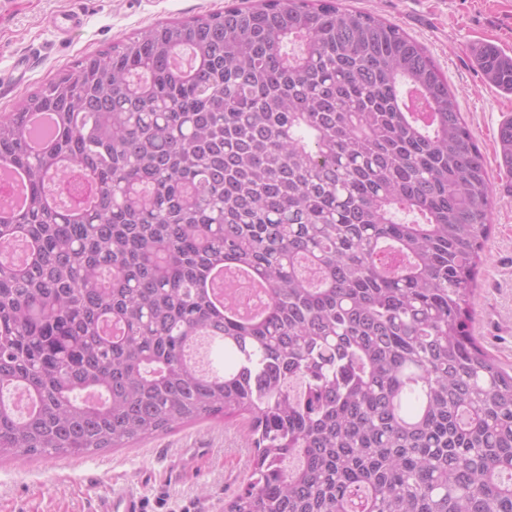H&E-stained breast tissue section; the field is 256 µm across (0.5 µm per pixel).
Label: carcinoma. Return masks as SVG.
<instances>
[{
  "mask_svg": "<svg viewBox=\"0 0 512 512\" xmlns=\"http://www.w3.org/2000/svg\"><path fill=\"white\" fill-rule=\"evenodd\" d=\"M474 61L512 95V56ZM498 144L512 175V116ZM1 168L28 203L0 193V459L238 417L225 512H512V374L469 331L493 190L399 27L339 0L151 27L0 113ZM237 269L260 289L209 286Z\"/></svg>",
  "mask_w": 512,
  "mask_h": 512,
  "instance_id": "carcinoma-1",
  "label": "carcinoma"
}]
</instances>
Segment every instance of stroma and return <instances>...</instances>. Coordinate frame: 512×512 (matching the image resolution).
Instances as JSON below:
<instances>
[{
    "mask_svg": "<svg viewBox=\"0 0 512 512\" xmlns=\"http://www.w3.org/2000/svg\"><path fill=\"white\" fill-rule=\"evenodd\" d=\"M259 0H0V113L80 61L156 25L189 20ZM398 25L423 45L455 90L485 160L494 196L486 258L470 297V332L512 370V177L500 167L497 133L512 115V95L486 84L473 63L479 44L512 55V0H341ZM84 15L77 33L58 34L54 16ZM253 456L242 422L180 425L128 448L80 457L0 461V512H96L113 489L137 493L144 512H224L246 481Z\"/></svg>",
    "mask_w": 512,
    "mask_h": 512,
    "instance_id": "stroma-1",
    "label": "stroma"
}]
</instances>
